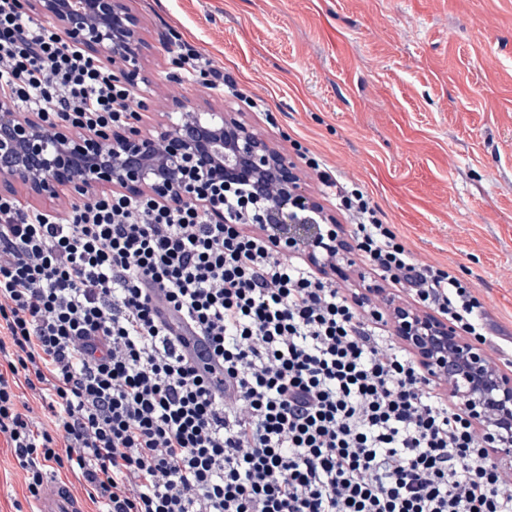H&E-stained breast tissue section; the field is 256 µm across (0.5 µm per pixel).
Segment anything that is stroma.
<instances>
[{
    "label": "stroma",
    "instance_id": "stroma-1",
    "mask_svg": "<svg viewBox=\"0 0 512 512\" xmlns=\"http://www.w3.org/2000/svg\"><path fill=\"white\" fill-rule=\"evenodd\" d=\"M144 125L190 99L245 107L288 155L358 183L421 262L472 283L512 336V0H128ZM234 97L183 79L170 31ZM0 446V512H35Z\"/></svg>",
    "mask_w": 512,
    "mask_h": 512
}]
</instances>
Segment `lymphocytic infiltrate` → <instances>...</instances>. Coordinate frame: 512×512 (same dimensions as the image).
Masks as SVG:
<instances>
[{"label": "lymphocytic infiltrate", "mask_w": 512, "mask_h": 512, "mask_svg": "<svg viewBox=\"0 0 512 512\" xmlns=\"http://www.w3.org/2000/svg\"><path fill=\"white\" fill-rule=\"evenodd\" d=\"M184 77L235 94L177 40ZM133 99L94 54L0 0V111L45 134L125 125ZM385 281L475 341L470 283L417 262L358 185L320 171ZM194 203L93 193L63 211L0 195V439L39 498L49 466L94 512H512V484L461 406L302 257ZM222 369L215 385L160 310Z\"/></svg>", "instance_id": "f902f5d3"}]
</instances>
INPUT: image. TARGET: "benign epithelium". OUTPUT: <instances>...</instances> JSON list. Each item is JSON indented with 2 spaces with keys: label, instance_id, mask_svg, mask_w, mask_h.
Masks as SVG:
<instances>
[{
  "label": "benign epithelium",
  "instance_id": "obj_1",
  "mask_svg": "<svg viewBox=\"0 0 512 512\" xmlns=\"http://www.w3.org/2000/svg\"><path fill=\"white\" fill-rule=\"evenodd\" d=\"M32 15L52 18L72 46L105 52L127 77L146 49L141 19L127 0H19ZM180 116L148 130L135 120L124 132H78L66 126L45 135L27 112H0V190L24 185L32 194L79 197L96 186L146 191L167 201L201 199L224 220L223 190L250 192L252 223L278 249L321 264L343 241L336 217L307 190L294 161L258 132L244 113L202 112L178 102ZM388 308L393 335L416 356L427 379L448 381L473 424L499 456L512 458V375L481 345L447 320L416 306L397 305L378 284L368 286Z\"/></svg>",
  "mask_w": 512,
  "mask_h": 512
}]
</instances>
